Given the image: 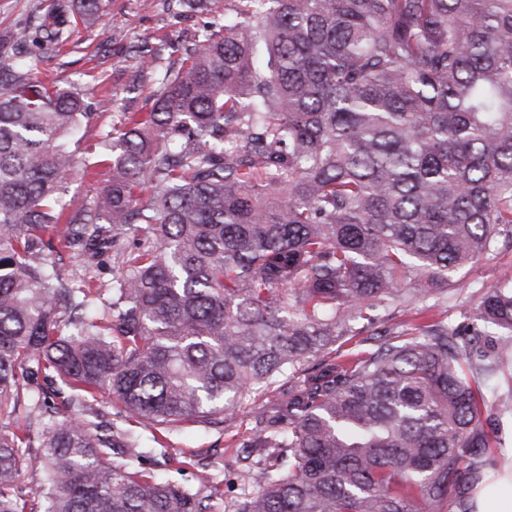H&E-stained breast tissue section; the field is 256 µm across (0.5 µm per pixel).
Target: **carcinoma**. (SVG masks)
<instances>
[{
  "label": "carcinoma",
  "mask_w": 512,
  "mask_h": 512,
  "mask_svg": "<svg viewBox=\"0 0 512 512\" xmlns=\"http://www.w3.org/2000/svg\"><path fill=\"white\" fill-rule=\"evenodd\" d=\"M100 3L55 0L0 57L61 42L76 6L96 24ZM133 60L158 74L153 101L106 132L112 182L79 206L67 174L88 104L30 65L0 71V403L39 373L83 391L34 453L27 427L0 429V512H35L25 467L44 512H210L214 493L138 468L136 435L93 432L94 392L160 446L283 380L235 512H470L497 468L492 417L512 414V286L474 313L500 333L491 353L443 321L334 346L512 237V0H236L219 31L186 37L177 72ZM133 228L147 245L125 254ZM109 246L112 307L89 315L94 288L50 256Z\"/></svg>",
  "instance_id": "1"
}]
</instances>
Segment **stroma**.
Listing matches in <instances>:
<instances>
[{
  "mask_svg": "<svg viewBox=\"0 0 512 512\" xmlns=\"http://www.w3.org/2000/svg\"><path fill=\"white\" fill-rule=\"evenodd\" d=\"M52 0H0V35L30 25L36 15L49 10ZM102 18L97 25L87 26L74 19L69 23L66 39L58 44L29 45L25 55L36 63L39 71L54 78L65 89L83 93L94 117L79 131L78 170L68 178L70 195L75 203H91L100 184L94 176L83 174L84 164L103 160L110 149L104 143L105 133L118 123L122 113L141 112L155 89L150 72L137 71L129 58L140 50H161L172 66H179L177 53L169 49V40L183 30H203L212 22L223 20L224 11L234 0H212L210 14L201 15L180 8H167L163 0H102ZM57 270L73 287L94 281L98 292L94 307L103 310L112 301L115 275L111 252L93 261L70 251L55 259ZM512 283V240L499 238L496 250L488 259L460 269L455 285L440 299H424L409 306L390 305L381 310L375 328L392 334L410 332L414 325L438 319L449 327L467 329L486 285ZM55 391L59 400H67L72 389L59 378L37 376L32 384L20 388L22 400L15 421L31 419L30 435L40 442L48 416H29L27 396L30 390ZM280 394L275 388L261 389L244 400L241 409L225 418L223 426L203 430L183 425L169 437L167 448L151 449L152 459L161 461L162 474L187 484L219 486L213 500L215 512H234L241 500L245 484L241 479L251 467L256 453L249 443L261 419L276 414ZM195 451L197 466L185 473L175 471L174 464L164 463L165 453Z\"/></svg>",
  "mask_w": 512,
  "mask_h": 512,
  "instance_id": "stroma-1",
  "label": "stroma"
}]
</instances>
